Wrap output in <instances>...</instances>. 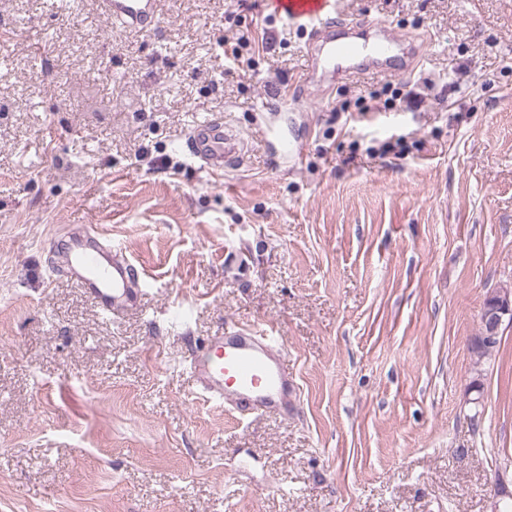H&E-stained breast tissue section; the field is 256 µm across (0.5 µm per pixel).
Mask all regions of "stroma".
<instances>
[{
	"instance_id": "obj_1",
	"label": "stroma",
	"mask_w": 512,
	"mask_h": 512,
	"mask_svg": "<svg viewBox=\"0 0 512 512\" xmlns=\"http://www.w3.org/2000/svg\"><path fill=\"white\" fill-rule=\"evenodd\" d=\"M265 2L161 0L133 36L95 0H0V512H493L512 486V325L470 350L512 289V0H340L428 42L410 74L323 87ZM246 28L243 72L222 43ZM386 85L403 99L353 120ZM214 116L248 143L218 175L183 146ZM75 224L125 250L138 311L107 318L53 266ZM261 323L286 418L188 369ZM486 322L487 332L486 335L490 337H494L498 334L500 326L504 322L505 319L511 321L512 319V296L508 291H502L497 294V299L494 304L493 309L487 311L483 310V316L480 317V323L482 328L481 336L476 338L475 344L471 346V352L479 359L487 357L491 355V352L496 347L498 338L493 341H483L481 338L484 336L485 325L483 322Z\"/></svg>"
}]
</instances>
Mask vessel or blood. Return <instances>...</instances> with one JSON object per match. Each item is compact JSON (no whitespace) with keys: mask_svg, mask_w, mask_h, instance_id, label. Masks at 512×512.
<instances>
[{"mask_svg":"<svg viewBox=\"0 0 512 512\" xmlns=\"http://www.w3.org/2000/svg\"><path fill=\"white\" fill-rule=\"evenodd\" d=\"M275 5L288 21L309 28L312 75L355 76L353 60L386 63L400 44L388 28L371 41L334 38V29L343 24L336 0H275ZM98 9L132 34L156 30L161 23L159 0H98ZM184 147L204 168L220 172L225 161L239 157L244 141L216 116L192 128ZM53 252L63 274L80 284L104 315L115 317L137 306L140 290L134 273L111 241L79 226L59 238ZM189 369L201 395L234 410L284 415L292 406L296 383L285 366L283 338L273 326L259 324L208 337Z\"/></svg>","mask_w":512,"mask_h":512,"instance_id":"1","label":"vessel or blood"}]
</instances>
